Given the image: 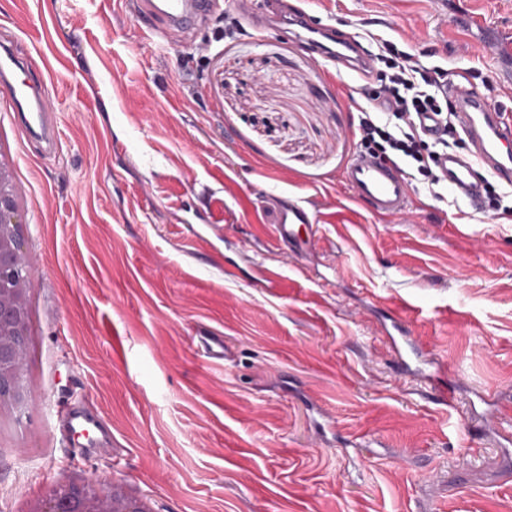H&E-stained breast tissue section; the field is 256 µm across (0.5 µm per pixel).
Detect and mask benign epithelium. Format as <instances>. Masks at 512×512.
Returning <instances> with one entry per match:
<instances>
[{"mask_svg": "<svg viewBox=\"0 0 512 512\" xmlns=\"http://www.w3.org/2000/svg\"><path fill=\"white\" fill-rule=\"evenodd\" d=\"M25 211L12 165L0 150V407L18 414L27 409L26 363L21 350L32 337L29 292L32 286L22 224ZM30 512H145L118 489L104 496L95 484L59 486L35 502Z\"/></svg>", "mask_w": 512, "mask_h": 512, "instance_id": "benign-epithelium-1", "label": "benign epithelium"}]
</instances>
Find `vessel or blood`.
<instances>
[{"mask_svg":"<svg viewBox=\"0 0 512 512\" xmlns=\"http://www.w3.org/2000/svg\"><path fill=\"white\" fill-rule=\"evenodd\" d=\"M214 8V0H137L140 19L160 23L164 30L190 32L201 17ZM270 23L282 26L289 36L301 43L316 61L334 64L354 74L360 81H369L374 63L359 41L342 34L336 27L310 20L293 0H275ZM490 57L505 62L512 75V35L492 30L481 43ZM28 64L12 44H0V91L12 118L29 140L56 146L54 109L42 81L26 80ZM449 95L454 102V120L468 139V154L441 153L435 168L441 181L471 203L483 195V183L476 177V166L486 170L502 183L512 186V117L494 104L468 81L454 84ZM341 180L351 198L365 204L372 213L384 217H403L412 209V189L406 175L394 165L365 154L355 155L345 167ZM265 208L276 214V236L290 244L293 254L312 246L311 237L302 235L301 226L311 223L310 210L304 201L285 195L271 194L264 200ZM251 276L267 287L280 284L277 273L268 269L256 255L242 254ZM106 438L101 415L80 402H66L58 422V441L66 451H80L82 456H94Z\"/></svg>","mask_w":512,"mask_h":512,"instance_id":"vessel-or-blood-1","label":"vessel or blood"}]
</instances>
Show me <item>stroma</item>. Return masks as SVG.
Returning a JSON list of instances; mask_svg holds the SVG:
<instances>
[{
	"mask_svg": "<svg viewBox=\"0 0 512 512\" xmlns=\"http://www.w3.org/2000/svg\"><path fill=\"white\" fill-rule=\"evenodd\" d=\"M301 6L512 112L481 28L456 23L512 32V0ZM13 39L47 80L58 143L42 153L0 122L33 280L30 407L0 410V512L87 481L147 512H512V445L428 396L434 381L498 393L512 429L511 210L421 188L405 218L355 203L340 177L360 150L357 79L257 32L241 0L161 39L126 0H0ZM269 193L311 209V253L278 249ZM242 248L280 287L225 265ZM400 313L434 355L414 378L394 371ZM75 382L112 435L89 460L55 446Z\"/></svg>",
	"mask_w": 512,
	"mask_h": 512,
	"instance_id": "1",
	"label": "stroma"
}]
</instances>
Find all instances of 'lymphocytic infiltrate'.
Masks as SVG:
<instances>
[{
    "label": "lymphocytic infiltrate",
    "mask_w": 512,
    "mask_h": 512,
    "mask_svg": "<svg viewBox=\"0 0 512 512\" xmlns=\"http://www.w3.org/2000/svg\"><path fill=\"white\" fill-rule=\"evenodd\" d=\"M377 61L386 67V81L375 92L378 108L360 111L356 133L371 154L402 166L406 175L423 176L428 189L440 179L434 169L436 153L416 126L418 114L441 116L443 130L438 145H447L457 127L452 110L443 108L442 99L453 84L451 73L427 67L416 54L396 49L390 41L377 42Z\"/></svg>",
    "instance_id": "1"
}]
</instances>
